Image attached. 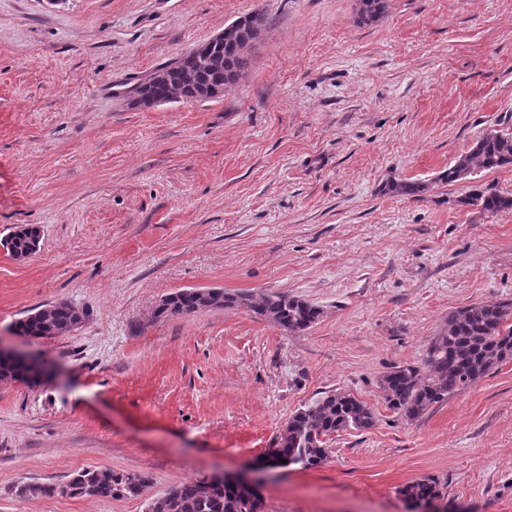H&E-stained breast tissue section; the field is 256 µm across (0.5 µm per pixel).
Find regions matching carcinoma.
Wrapping results in <instances>:
<instances>
[{
    "instance_id": "cac0c4a2",
    "label": "carcinoma",
    "mask_w": 512,
    "mask_h": 512,
    "mask_svg": "<svg viewBox=\"0 0 512 512\" xmlns=\"http://www.w3.org/2000/svg\"><path fill=\"white\" fill-rule=\"evenodd\" d=\"M358 19L372 24L382 19L389 0H357ZM238 24L224 31L223 41L204 42L174 63L129 91L131 104L152 107L164 103L194 101L214 97L211 88L231 89L248 70L249 46L265 25V17L250 12L237 17ZM512 166V131L492 129L471 149L460 155L437 180L448 184L463 182L477 172H494ZM387 189L407 196H419L428 185L418 181L392 182ZM463 203L483 214L512 210V195L488 184L471 190ZM40 230L29 225L15 227L0 242L14 259L25 260L39 248ZM246 306L287 332L304 331L321 316L315 305L284 292L257 296L231 293L217 288H187L163 298L155 318L190 315L202 309H231ZM84 314L68 303H57L44 311L31 310L17 322L21 336L42 338L49 329L63 335L77 327ZM512 358V301L475 303L457 309L433 337L424 365L395 366L383 378L381 389L388 408L401 420L414 422L435 406L461 393ZM0 381L37 385L21 364L0 358ZM375 410L354 395L325 391L312 404L296 411L276 435L263 457L273 466L312 468L328 459L329 437L350 430L368 431L377 425ZM287 463H281V460ZM148 479L112 469H84L64 483H25L14 486L19 498L90 497L98 499L137 498ZM410 501L440 500L448 496V482L427 476L402 490ZM147 512H263L261 497L247 488L211 484L208 478L186 480L163 495L151 499Z\"/></svg>"
}]
</instances>
